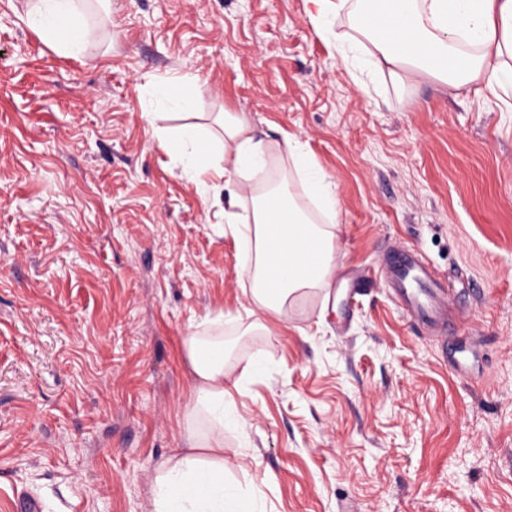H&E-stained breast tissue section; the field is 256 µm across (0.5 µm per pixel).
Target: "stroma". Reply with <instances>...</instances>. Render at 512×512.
Instances as JSON below:
<instances>
[{"instance_id":"obj_1","label":"stroma","mask_w":512,"mask_h":512,"mask_svg":"<svg viewBox=\"0 0 512 512\" xmlns=\"http://www.w3.org/2000/svg\"><path fill=\"white\" fill-rule=\"evenodd\" d=\"M0 0V512H152L182 447L189 333L239 381L226 479L258 512H512V92L357 70L308 0H87L82 56ZM192 78V110L156 106ZM242 112L337 186L336 281L250 330L224 199L155 131ZM449 279L462 366L382 281L386 245Z\"/></svg>"}]
</instances>
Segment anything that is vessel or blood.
<instances>
[{
    "instance_id": "vessel-or-blood-1",
    "label": "vessel or blood",
    "mask_w": 512,
    "mask_h": 512,
    "mask_svg": "<svg viewBox=\"0 0 512 512\" xmlns=\"http://www.w3.org/2000/svg\"><path fill=\"white\" fill-rule=\"evenodd\" d=\"M380 270L404 315L423 329H437L444 349L454 351L451 332L454 322L448 317V302L422 255L412 249L391 246L381 259Z\"/></svg>"
}]
</instances>
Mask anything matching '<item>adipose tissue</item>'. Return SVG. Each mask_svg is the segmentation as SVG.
<instances>
[{
    "label": "adipose tissue",
    "mask_w": 512,
    "mask_h": 512,
    "mask_svg": "<svg viewBox=\"0 0 512 512\" xmlns=\"http://www.w3.org/2000/svg\"><path fill=\"white\" fill-rule=\"evenodd\" d=\"M84 0H34L27 18L57 52L79 56L98 31L82 11ZM312 24L352 15L369 45L371 64L395 70L397 78L425 73L450 88L484 83L489 92L512 85V0H387L388 15L362 10L361 0H310ZM223 146L207 135L184 130L157 133L160 148L178 162L183 178L200 192L220 181L227 193L224 231L246 245L249 260L240 270L257 310L285 318L290 304L311 290L331 287L338 215L336 185L317 169L303 146L286 140L296 171L326 216L315 223L269 169L272 147L257 138L240 112L225 113ZM250 208L242 217L241 208ZM287 209L279 238L269 215ZM193 380L194 402L184 416L185 445L159 468L153 484V512H254V497L232 495L226 484L224 411L233 400L225 386L224 339L191 334L183 340Z\"/></svg>",
    "instance_id": "ef3b65f1"
}]
</instances>
